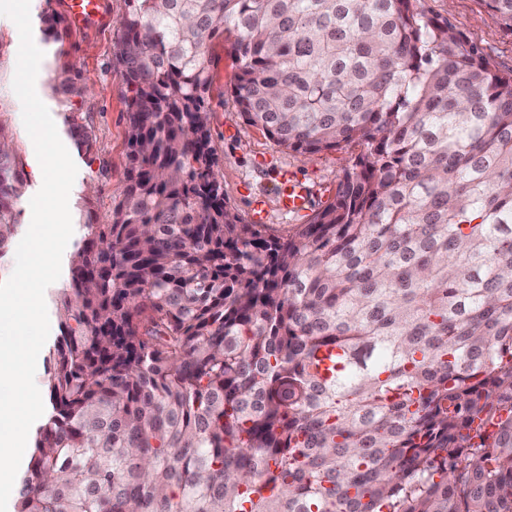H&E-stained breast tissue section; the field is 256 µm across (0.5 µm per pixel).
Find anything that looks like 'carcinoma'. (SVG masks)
<instances>
[{"label":"carcinoma","mask_w":512,"mask_h":512,"mask_svg":"<svg viewBox=\"0 0 512 512\" xmlns=\"http://www.w3.org/2000/svg\"><path fill=\"white\" fill-rule=\"evenodd\" d=\"M125 2V185L71 257L16 512H512V73L416 0ZM224 33L248 125L364 147L280 234L224 200ZM22 186L0 124V258Z\"/></svg>","instance_id":"obj_1"}]
</instances>
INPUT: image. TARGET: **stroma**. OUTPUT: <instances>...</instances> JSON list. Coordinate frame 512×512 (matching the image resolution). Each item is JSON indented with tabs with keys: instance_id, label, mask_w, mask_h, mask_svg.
<instances>
[{
	"instance_id": "35a3bbf8",
	"label": "stroma",
	"mask_w": 512,
	"mask_h": 512,
	"mask_svg": "<svg viewBox=\"0 0 512 512\" xmlns=\"http://www.w3.org/2000/svg\"><path fill=\"white\" fill-rule=\"evenodd\" d=\"M417 6L428 15L448 20L480 43L495 69L503 73L512 71V33L502 29L488 14L482 0H417ZM124 11V0H103L102 13L91 24L76 27L70 20H62L57 37L50 41L44 40L41 31L33 33L35 44L44 53L36 91L48 107L77 167L69 196L73 235L66 250L70 253L87 233L78 215L83 204L91 205L97 223H109L113 203L125 180L128 91L116 72L112 56ZM18 47L16 26L0 24V124L13 141L22 168L24 188L16 202V234L21 237L30 225V200L39 191L41 182L32 172L30 159L34 146L24 128L12 88ZM208 60L213 76L207 94L212 144L224 195L235 213L244 223H251L252 202L260 195L267 202L268 218L264 225L267 232L296 223V216L283 212L278 204L274 178L281 170L293 172L309 187L311 210L325 205L342 168L360 153V146L305 155L278 146L261 129L247 125L236 103L233 84L237 67L230 40H213L208 48ZM66 82L80 86L82 96L61 93L60 87ZM71 112L92 133L95 147L90 153H78L73 139L65 133L64 117Z\"/></svg>"
}]
</instances>
